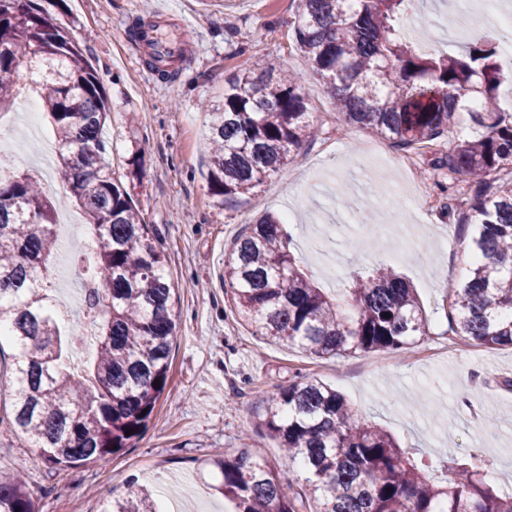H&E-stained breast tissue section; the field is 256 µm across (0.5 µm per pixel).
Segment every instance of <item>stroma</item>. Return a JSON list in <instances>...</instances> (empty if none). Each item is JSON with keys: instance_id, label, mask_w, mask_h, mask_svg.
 I'll list each match as a JSON object with an SVG mask.
<instances>
[{"instance_id": "stroma-1", "label": "stroma", "mask_w": 512, "mask_h": 512, "mask_svg": "<svg viewBox=\"0 0 512 512\" xmlns=\"http://www.w3.org/2000/svg\"><path fill=\"white\" fill-rule=\"evenodd\" d=\"M172 4L160 30L180 55V75L164 81L145 64L129 29L138 17ZM52 22L69 26L98 69L111 99L104 135L112 169L152 224L174 283L177 335L169 380L144 434L106 463L51 469L30 441L12 431L14 352L0 355V478L22 477L39 512H101L104 504L144 485L164 512H231L211 463L251 434L254 452L275 466L286 494L304 475L276 439L257 425L268 397L302 375L336 387L363 418L400 447L430 463L486 458L482 476L496 491L512 489V346L484 347L458 338L448 345V290L466 273L471 227L449 222L427 202L440 198L423 178L424 155L408 156L355 127L336 140V112L292 38L291 0H44ZM408 24L437 52L457 55L471 28L501 31L479 0H416ZM465 21L449 27L448 19ZM256 57L292 68L319 116L322 133L246 202L227 204L208 189V110L226 81ZM21 91L0 114L5 152L44 184L56 161H43L54 134L45 115L29 120ZM73 223L59 230L62 247L46 282L67 307L69 324L93 333L82 306L88 276L74 252L88 230L82 211L66 203ZM291 215L290 249L304 272L339 293L354 271L390 266L417 290L429 333L403 352L375 351L323 360L299 348L267 343L239 317L224 286V261L247 224L264 214Z\"/></svg>"}]
</instances>
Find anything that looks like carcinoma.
<instances>
[{
  "label": "carcinoma",
  "mask_w": 512,
  "mask_h": 512,
  "mask_svg": "<svg viewBox=\"0 0 512 512\" xmlns=\"http://www.w3.org/2000/svg\"><path fill=\"white\" fill-rule=\"evenodd\" d=\"M411 0H293V38L341 120L402 150L429 149L472 127L432 159L448 184L474 188L469 211L448 194L443 210L472 224L467 276L449 289L448 331L483 346H512V104L499 46L480 40L457 55L419 48L402 32ZM43 70L33 91L58 147L65 199L83 211L95 276L84 285L96 331L89 373L68 354L85 335L49 309L44 271L56 247L60 199L35 177L0 161V346L15 355L9 424L49 468L102 462L147 427L164 393L177 325L167 256L137 203L115 177L103 129L111 104L98 70L70 30L50 21L41 0H0V111L19 95L20 72ZM210 191L247 198L318 136L299 84L256 62L224 88L209 112ZM287 225L264 215L247 225L224 261V283L244 321L267 341L317 358L399 353L426 335L415 288L391 267L352 275L342 297L299 268ZM159 385H153L154 381ZM259 427L306 473L300 496L248 447L217 456L224 497L235 512H512L480 469L446 467L440 483L387 431L361 420L344 396L300 379L267 403ZM133 434L125 435L126 429ZM0 512H37L19 479H0ZM103 512H157L151 493L131 486Z\"/></svg>",
  "instance_id": "obj_1"
}]
</instances>
